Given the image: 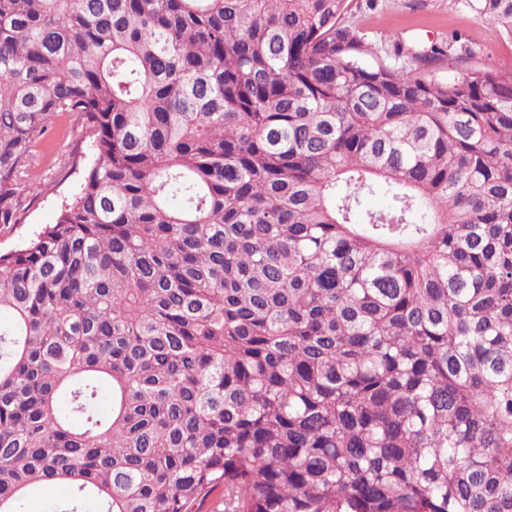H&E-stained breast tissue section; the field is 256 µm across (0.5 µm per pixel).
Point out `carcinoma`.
Masks as SVG:
<instances>
[{
  "label": "carcinoma",
  "instance_id": "obj_1",
  "mask_svg": "<svg viewBox=\"0 0 512 512\" xmlns=\"http://www.w3.org/2000/svg\"><path fill=\"white\" fill-rule=\"evenodd\" d=\"M347 8L0 0V224L50 119L96 155L0 253V512H512V69Z\"/></svg>",
  "mask_w": 512,
  "mask_h": 512
}]
</instances>
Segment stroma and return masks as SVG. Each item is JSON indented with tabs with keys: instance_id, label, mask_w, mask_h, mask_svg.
I'll list each match as a JSON object with an SVG mask.
<instances>
[{
	"instance_id": "obj_1",
	"label": "stroma",
	"mask_w": 512,
	"mask_h": 512,
	"mask_svg": "<svg viewBox=\"0 0 512 512\" xmlns=\"http://www.w3.org/2000/svg\"><path fill=\"white\" fill-rule=\"evenodd\" d=\"M369 48L366 62L403 66L418 50L447 49L460 42L469 51L467 62L487 69L512 68V39L490 21L464 8L460 0H351L345 16ZM46 141L48 151L39 152L27 176L32 200L22 223L0 225V251L15 249L46 225L55 223L61 204L74 193L80 176L62 178L60 166L72 151L95 158L79 131L62 119H52Z\"/></svg>"
}]
</instances>
